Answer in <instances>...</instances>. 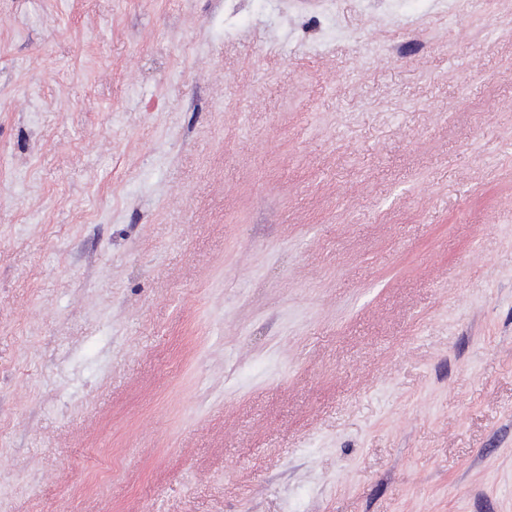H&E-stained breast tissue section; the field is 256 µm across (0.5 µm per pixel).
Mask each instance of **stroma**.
Returning a JSON list of instances; mask_svg holds the SVG:
<instances>
[{
    "label": "stroma",
    "instance_id": "obj_1",
    "mask_svg": "<svg viewBox=\"0 0 512 512\" xmlns=\"http://www.w3.org/2000/svg\"><path fill=\"white\" fill-rule=\"evenodd\" d=\"M0 512H512V0H0Z\"/></svg>",
    "mask_w": 512,
    "mask_h": 512
}]
</instances>
